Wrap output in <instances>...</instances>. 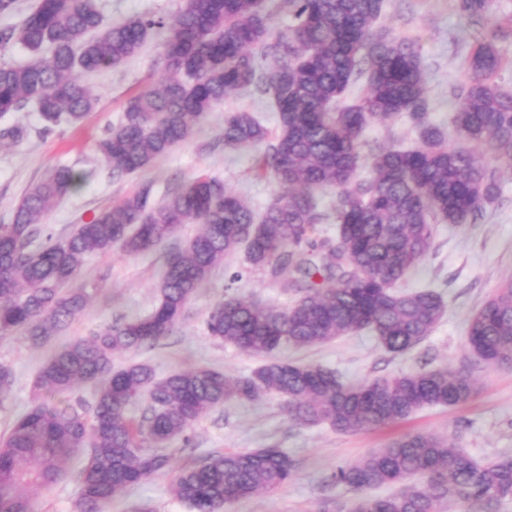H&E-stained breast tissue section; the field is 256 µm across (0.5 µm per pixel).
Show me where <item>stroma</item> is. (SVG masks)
Listing matches in <instances>:
<instances>
[{
  "mask_svg": "<svg viewBox=\"0 0 512 512\" xmlns=\"http://www.w3.org/2000/svg\"><path fill=\"white\" fill-rule=\"evenodd\" d=\"M103 14L121 21L150 15L172 20L182 0H97ZM383 25L393 34L417 41L426 71L431 119L447 125L456 103L450 94L464 78L463 61L480 28L461 14L453 0H389ZM163 38L152 37L135 57L123 65L84 75L83 83L99 96L95 112L77 126L61 124L54 133L42 132L43 121L29 107L0 118V128L19 124L28 136L16 145H0V224L10 223L24 194L48 171L66 165L86 172L85 182L64 196L43 218L56 236L68 235L76 225L108 210L142 184H152L155 201H162L177 186L195 175L218 177L226 188L244 196L255 210H264L276 188L255 174L256 150L226 149L224 115L247 109L274 126L270 99L239 92L227 96L199 124L195 134L142 172L121 180L98 156L95 143L105 126L116 121L132 94L152 89L164 77ZM501 195L475 224L437 226L434 245L406 277L404 288L433 287L441 292L446 312L430 336L402 355L381 349L372 333L351 336L306 348L288 347L282 359L299 364H319L335 369L348 383H358L423 366L465 365V336L470 317L512 277V171L500 172ZM200 230L183 225L169 242L156 249L128 255L121 250L90 255L76 287L93 288L85 308L61 331L41 344L24 333L0 339V363L14 373V384L0 402V435L34 402V382L46 359L60 346L107 323L147 316L154 308L158 286L171 252L183 249ZM285 307L295 295L284 291L269 272H251L243 254L226 257L185 307L173 331L153 345L116 355L115 366L149 365L156 377L196 367L224 372L232 378L249 375L261 365L260 357L240 352L208 335L206 322L213 306L225 293ZM479 387L466 402L418 412L407 422L383 431L339 433L326 425L300 426L284 409L283 401L264 396L253 402H227L192 424L187 439L169 443L164 453L171 463L138 485L115 497L107 512H189L172 492L180 469L193 467L212 456L279 446L292 458L296 471L288 484L270 492L242 499L226 512H336L348 506L353 493L332 481L340 465L357 460L396 436L422 432L457 439L474 458L512 454V368L473 367ZM81 457L69 458L64 474L44 490L34 504L36 512H74Z\"/></svg>",
  "mask_w": 512,
  "mask_h": 512,
  "instance_id": "1",
  "label": "stroma"
}]
</instances>
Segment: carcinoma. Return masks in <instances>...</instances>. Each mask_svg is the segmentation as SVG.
Returning a JSON list of instances; mask_svg holds the SVG:
<instances>
[{
	"label": "carcinoma",
	"mask_w": 512,
	"mask_h": 512,
	"mask_svg": "<svg viewBox=\"0 0 512 512\" xmlns=\"http://www.w3.org/2000/svg\"><path fill=\"white\" fill-rule=\"evenodd\" d=\"M468 17L488 21L466 57L450 128L431 122L426 74L416 41L379 28L387 0H183L176 17L108 21L96 0H35L17 26L0 30L1 46L30 55L0 64V116L35 107L49 134L83 121L98 97L81 76L116 68L166 30L165 77L159 89L134 94L96 151L120 179L190 139L214 106L247 90L271 99L278 132L270 136L254 112L224 118V148L259 151L257 172L278 187L257 214L220 179L199 175L153 200L139 190L63 238L41 227L55 202L85 180L71 167L52 169L0 224V338L25 332L39 342L68 324L88 291L69 284L87 257L116 246L138 254L161 246L183 224L199 233L175 253L160 298L141 319L105 324L58 350L35 388L67 393L98 383L94 407L37 401L0 437V512H33L39 494L62 475L61 464L84 455L76 512H106L112 500L169 458L148 448L184 435L228 401L275 395L299 425L327 424L340 433L375 430L428 407L455 406L476 392L465 369L420 368L344 382L335 370L294 364L275 353L310 347L367 330L388 353L406 352L429 336L446 304L433 288L403 291V280L433 247L436 221L473 224L499 195L497 171L484 154L512 163V92L499 85L505 61L497 42L512 36V16L493 0H456ZM292 23L270 30L273 10ZM260 50L265 63L256 61ZM365 80L363 94L351 87ZM403 120L418 145L372 144L366 128ZM331 193L330 214L317 195ZM332 219L336 237L316 239ZM241 250L250 269L270 271L298 297L279 308L235 295L217 302L209 335L266 361L242 378L207 368L158 379L150 366L114 368L113 357L169 334L184 307L224 255ZM469 357L488 368L512 367V278L469 321ZM149 393V416L136 423L128 408ZM294 461L268 446L219 454L180 472L173 493L191 512L224 506L287 484ZM332 480L356 493L348 512H501L512 503V456L475 459L453 439L414 433L336 468ZM389 488L384 495L370 490Z\"/></svg>",
	"instance_id": "carcinoma-1"
}]
</instances>
